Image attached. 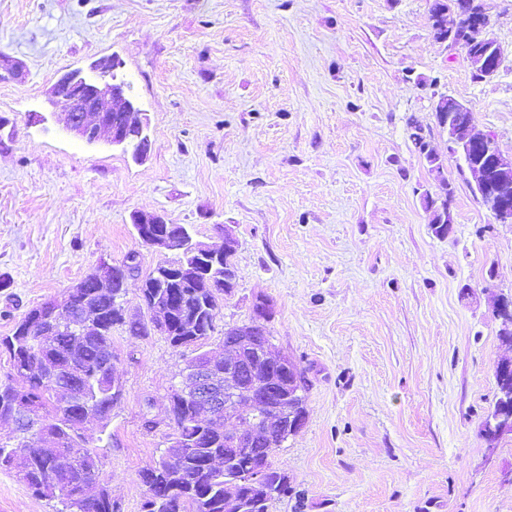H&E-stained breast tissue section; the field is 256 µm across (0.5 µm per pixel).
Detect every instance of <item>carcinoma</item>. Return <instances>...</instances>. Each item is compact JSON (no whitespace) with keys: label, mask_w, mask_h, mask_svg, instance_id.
Returning a JSON list of instances; mask_svg holds the SVG:
<instances>
[{"label":"carcinoma","mask_w":512,"mask_h":512,"mask_svg":"<svg viewBox=\"0 0 512 512\" xmlns=\"http://www.w3.org/2000/svg\"><path fill=\"white\" fill-rule=\"evenodd\" d=\"M409 139L430 171L439 180L444 179L442 165L429 147L425 130L418 120L407 122ZM450 198L440 200L425 192L422 205L433 211L435 219L448 205ZM166 262H159L149 274L156 287L148 289L146 301L159 292L172 295L176 316L196 315L197 331L174 328L169 340L175 347L198 343L208 338L215 329V311L224 288V268L212 271L210 288L174 286L166 279ZM70 311L84 317L86 310L99 312L100 330L80 333V321L60 324L50 336H40L27 327L28 316L15 324L12 334L0 339V347L8 354L10 372L0 381V413L14 405L27 409L42 423V429L58 439L55 448H21L18 437L0 438V470L15 473L39 497L55 503L54 512H62L70 498L84 503L85 512H115L112 493L102 478L103 463L95 451L83 444L77 424L86 408L93 409L107 427L112 418V407L121 391L112 389L113 360L112 329L127 328L122 309L112 297L92 295L81 289L70 294ZM65 387L74 393L73 400L58 398L55 387ZM170 415L174 418L172 436L180 441L183 455L174 463L165 462L142 472V482L148 495L142 512H224V476L241 481L239 492L248 487L244 453L232 464L224 465V433L205 425L197 418L194 403H187L169 393ZM271 483L277 484L276 493L264 508L288 494V475L273 468Z\"/></svg>","instance_id":"obj_1"}]
</instances>
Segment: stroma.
I'll return each instance as SVG.
<instances>
[{"mask_svg":"<svg viewBox=\"0 0 512 512\" xmlns=\"http://www.w3.org/2000/svg\"><path fill=\"white\" fill-rule=\"evenodd\" d=\"M477 2L503 51L490 80L433 38L431 0H0V337L132 253L127 313L145 316L140 281L161 255L134 215L209 243L228 226L236 287L205 345L265 296L273 344L307 385L305 427L270 458L293 492L270 512H512V438L490 455L480 436L512 224L473 193L434 112L454 96L512 156V0ZM112 56L149 118L140 163L69 134L48 102L63 73ZM411 116L453 188L443 237L422 206L441 187ZM112 346L123 396L108 427L82 434L117 512H141L167 395L196 351L122 329ZM0 512L52 508L0 471ZM407 127L409 131V139L411 140L414 148L418 151L419 155L424 158L430 171L436 174V178L446 180L443 176L442 165L434 155L433 149L429 147L425 130L418 120L412 118L408 119Z\"/></svg>","mask_w":512,"mask_h":512,"instance_id":"35a3bbf8","label":"stroma"}]
</instances>
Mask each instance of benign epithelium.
Returning a JSON list of instances; mask_svg holds the SVG:
<instances>
[{"instance_id":"obj_1","label":"benign epithelium","mask_w":512,"mask_h":512,"mask_svg":"<svg viewBox=\"0 0 512 512\" xmlns=\"http://www.w3.org/2000/svg\"><path fill=\"white\" fill-rule=\"evenodd\" d=\"M478 20V38L483 48L468 53L467 58L483 78L489 79L497 72L501 50L489 34L490 18L486 12L479 13ZM465 25L466 17L457 16V20L448 24V34L439 40L451 47L460 46L457 33ZM116 68L114 60L103 58L93 66L98 72L97 79L89 80L80 72L71 71L52 86L50 94L55 102L62 104L58 116L67 132L89 143L105 138L114 145L126 147L135 140L141 159L149 145L148 120L135 107L131 88L117 76ZM436 111L447 117L443 128L448 131V142L456 145V153L467 167L477 197L493 212L498 223L512 224V157L501 153L491 135L476 130L469 108L455 97L441 96ZM133 223L143 243L165 255H178V239L172 235L177 225L168 223L160 214H139ZM221 234L223 242L219 245L192 241L190 250L199 262L170 261L167 274L187 280H206L211 267L221 263L224 287H234L232 257L238 240L227 228ZM135 260L136 256H129L121 268L120 289L112 291L117 306L125 300L126 283L135 269ZM112 271L113 265L103 261L75 287L104 288ZM253 311L251 322L225 329L224 345L208 353L224 360V387H219L212 366L197 364L183 367L184 382L175 386L182 400L198 405L199 418L213 425L226 420L239 423L238 429L224 431V447L234 454L263 442L274 448L277 442L283 443L299 434L307 419L299 369L290 357L274 351L271 336L262 331L271 313L270 300L257 297ZM494 314L500 321L499 332L512 335V298H499ZM247 406L263 411L265 416H252L245 410ZM511 434L512 414L493 411L481 429L487 453L494 454L501 440ZM268 474L266 461H250L248 482L252 494L259 499L272 494Z\"/></svg>"}]
</instances>
